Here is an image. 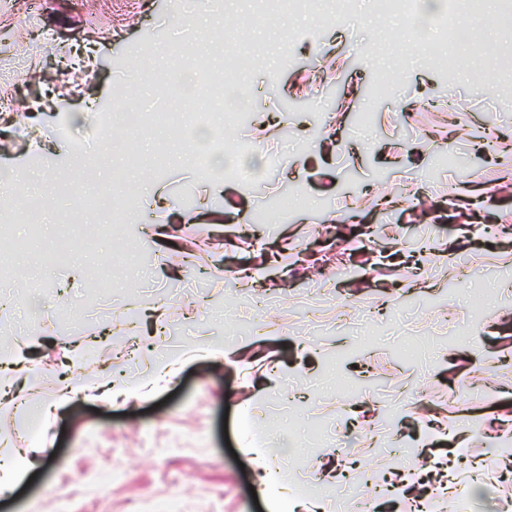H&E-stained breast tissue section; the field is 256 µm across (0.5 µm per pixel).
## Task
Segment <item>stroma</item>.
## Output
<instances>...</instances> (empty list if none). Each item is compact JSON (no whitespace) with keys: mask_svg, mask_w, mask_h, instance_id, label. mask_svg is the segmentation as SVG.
Masks as SVG:
<instances>
[{"mask_svg":"<svg viewBox=\"0 0 512 512\" xmlns=\"http://www.w3.org/2000/svg\"><path fill=\"white\" fill-rule=\"evenodd\" d=\"M210 2L195 26L208 66L182 76L218 100L225 56L241 60L237 92L258 121L227 130L199 111L174 136L139 126L132 137L163 164L128 170L103 151V105L119 90L138 110L167 104L176 0H0V101L13 103L0 178L21 185L0 237L41 177L56 187L33 250L0 256V352L26 349L44 399L78 377L66 343L94 325L124 335L95 345L116 375L148 372L174 339L186 356L136 400L73 398L52 422L0 406V458L52 441L0 512H146L172 495L180 512H276L249 490L259 469L332 493L345 462L367 480L398 470L394 439L421 463L405 484L445 461L456 512H497L512 498L491 442L512 434V25L459 16L474 37L449 48L403 36L406 20L376 0L346 18L334 0L271 11L260 28L251 0ZM205 180L217 188L206 201ZM155 185L173 204V247L130 230L151 221ZM97 189L113 190L111 216L76 224L57 263L61 220ZM348 212L382 233L351 232ZM242 270L261 276L266 318L247 317ZM59 296L74 303V336L58 313L18 323V306ZM260 326L266 341L247 348ZM219 338L226 360L196 357ZM474 465L491 476L480 492L467 487Z\"/></svg>","mask_w":512,"mask_h":512,"instance_id":"obj_1","label":"stroma"}]
</instances>
